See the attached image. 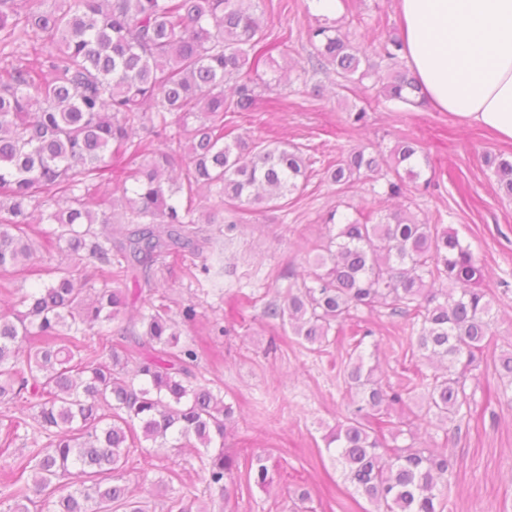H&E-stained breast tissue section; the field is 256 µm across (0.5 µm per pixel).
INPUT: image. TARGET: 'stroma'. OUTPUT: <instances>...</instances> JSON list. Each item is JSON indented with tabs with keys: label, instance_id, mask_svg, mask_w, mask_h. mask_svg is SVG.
I'll list each match as a JSON object with an SVG mask.
<instances>
[{
	"label": "stroma",
	"instance_id": "stroma-1",
	"mask_svg": "<svg viewBox=\"0 0 512 512\" xmlns=\"http://www.w3.org/2000/svg\"><path fill=\"white\" fill-rule=\"evenodd\" d=\"M260 8L272 34L291 35L275 55L289 66L288 82L271 91L288 108L268 112L260 106L242 113L237 123L244 135L282 140L311 157L307 187L282 200L278 209L238 212L239 228L232 236H225L223 225H203L224 257L222 275L207 283L205 291L183 275L185 267L200 264V257L168 260L154 272L171 316H178L184 305L197 306L198 319L183 337L201 344L199 372L220 386L235 410L225 451L266 458L273 478L263 489L249 480L246 469H239L229 503L217 512H299L294 492L302 485L311 494L309 512L370 508L333 464L324 441L347 411L345 348L329 343L322 351H309L263 311L287 289V270L304 265L329 210L351 216L374 205L372 180L360 179L344 194L327 181V166L353 147L390 150L404 133L420 142L433 170L429 185L413 188L409 209L421 219H442L471 244L497 321L493 340L467 376L472 415L447 433L436 420L424 417L412 399L392 408L390 418L405 430L399 445L414 439L442 449L455 461L445 512H512V402L489 396L503 384L501 354L512 351V199L484 162L488 154L512 159V145L499 143L482 128L461 126L429 105L396 112L379 106L369 111L364 125L350 127L349 112L368 92L360 86L339 91L330 79L307 72L312 47L306 31L316 18L311 0H260ZM337 22L357 37L400 29L395 0H341ZM317 83L322 86L318 97L312 92ZM369 324L374 334L360 348L366 364H379L385 382L411 385L412 353L403 319L383 311L373 314ZM217 325L223 326V334L214 333ZM145 476L162 480L167 499L190 488L198 505L209 506L215 497L202 479L201 455L187 449L137 451L124 478L134 484Z\"/></svg>",
	"mask_w": 512,
	"mask_h": 512
}]
</instances>
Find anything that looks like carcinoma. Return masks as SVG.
I'll return each instance as SVG.
<instances>
[{
	"label": "carcinoma",
	"instance_id": "1",
	"mask_svg": "<svg viewBox=\"0 0 512 512\" xmlns=\"http://www.w3.org/2000/svg\"><path fill=\"white\" fill-rule=\"evenodd\" d=\"M256 0H0V403L14 408L13 435L31 429L36 445L9 490L8 512H153L122 482L130 454L153 448H203L204 480L229 499L238 457L224 451L234 409L220 388L195 373L199 346L180 343L182 322L155 304V264L201 255L224 206L266 210L302 191L308 160L286 141L234 134L256 89L286 78L274 68L277 40ZM313 70H332L347 89L378 73L387 101L422 106L425 96L399 63L401 39L355 43L328 23L306 32ZM169 141L154 148L143 132ZM422 147L397 139L388 156L350 149L327 169L338 189L386 169L378 197L399 199L421 177ZM499 188L512 197V161L486 156ZM205 189L217 198L196 204ZM46 224L42 242L31 226ZM312 245L309 268L264 315L300 343L342 338L352 350L372 335L359 312L379 308L405 319L409 345L443 372L421 376L420 411L446 426L471 411L467 374L494 336L493 300L470 246L456 231L407 210L378 222L333 209ZM64 254L36 264L39 247ZM91 265L101 287L91 288ZM34 281L19 293L12 276ZM136 285L138 307L123 285ZM126 321L116 334L105 322ZM354 410L337 422L326 447L373 512H444L454 461L436 448L391 445L404 434L388 409L411 390L365 367L345 369ZM512 388V354L500 359ZM248 477L266 488L261 457ZM182 496L165 512H206Z\"/></svg>",
	"mask_w": 512,
	"mask_h": 512
}]
</instances>
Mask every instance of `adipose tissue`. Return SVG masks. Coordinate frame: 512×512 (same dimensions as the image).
I'll return each instance as SVG.
<instances>
[{"label": "adipose tissue", "instance_id": "adipose-tissue-1", "mask_svg": "<svg viewBox=\"0 0 512 512\" xmlns=\"http://www.w3.org/2000/svg\"><path fill=\"white\" fill-rule=\"evenodd\" d=\"M397 10L430 103L512 144V0H397Z\"/></svg>", "mask_w": 512, "mask_h": 512}]
</instances>
